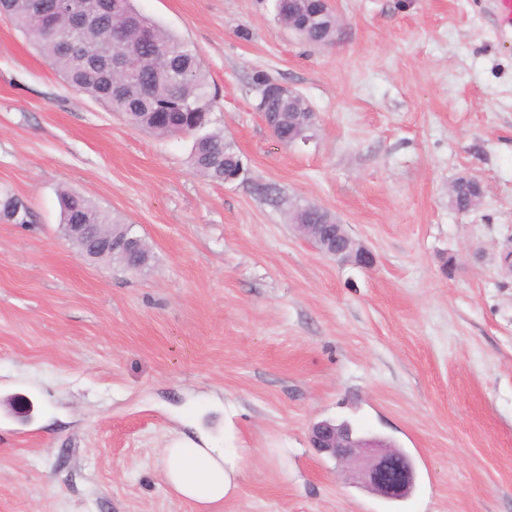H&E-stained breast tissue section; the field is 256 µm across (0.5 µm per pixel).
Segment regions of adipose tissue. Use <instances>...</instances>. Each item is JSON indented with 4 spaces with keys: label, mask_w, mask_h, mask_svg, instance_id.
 <instances>
[{
    "label": "adipose tissue",
    "mask_w": 512,
    "mask_h": 512,
    "mask_svg": "<svg viewBox=\"0 0 512 512\" xmlns=\"http://www.w3.org/2000/svg\"><path fill=\"white\" fill-rule=\"evenodd\" d=\"M168 487L178 497L194 503L197 512H214L235 494L242 467L234 449L213 445L208 439L180 436L163 454Z\"/></svg>",
    "instance_id": "adipose-tissue-1"
}]
</instances>
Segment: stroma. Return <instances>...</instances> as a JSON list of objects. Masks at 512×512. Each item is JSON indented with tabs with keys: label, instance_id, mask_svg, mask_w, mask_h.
Listing matches in <instances>:
<instances>
[{
	"label": "stroma",
	"instance_id": "obj_1",
	"mask_svg": "<svg viewBox=\"0 0 512 512\" xmlns=\"http://www.w3.org/2000/svg\"><path fill=\"white\" fill-rule=\"evenodd\" d=\"M194 45L245 164L216 183L191 144L70 87L0 17V512H195L161 453L178 434L236 449L218 512H512V34L488 0H333L308 45L275 0H134ZM262 71L316 114L284 147ZM477 177L461 214L448 188ZM74 189L132 224L137 273L59 231ZM316 204L375 256L325 257L289 222ZM390 437L418 481L393 504L350 484L309 430ZM339 30L337 18L336 28H334L328 18L321 17L311 22L303 33L298 35V38L311 44L330 43L336 40V33ZM0 215L13 224L30 223V211L26 203L8 191L0 192Z\"/></svg>",
	"mask_w": 512,
	"mask_h": 512
}]
</instances>
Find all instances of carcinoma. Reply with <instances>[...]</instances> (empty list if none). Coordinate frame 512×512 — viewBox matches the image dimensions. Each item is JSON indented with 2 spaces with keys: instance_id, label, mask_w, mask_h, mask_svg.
<instances>
[{
  "instance_id": "cac0c4a2",
  "label": "carcinoma",
  "mask_w": 512,
  "mask_h": 512,
  "mask_svg": "<svg viewBox=\"0 0 512 512\" xmlns=\"http://www.w3.org/2000/svg\"><path fill=\"white\" fill-rule=\"evenodd\" d=\"M0 12L40 47L56 72L78 91L157 136L191 138V165L211 181H234L239 153L224 138V131L212 128L218 91L210 84L200 56L187 41L141 14L133 0H112V12L82 31L71 29L61 0H0ZM70 36L93 51L125 53L124 80L138 91L119 95L86 57L51 48L52 39ZM299 38L311 44L330 43L336 40V28L321 17ZM59 197L61 223L100 224L104 233L111 230L131 236V225L80 193L63 189ZM0 216L13 224L30 223L26 203L8 191L0 192Z\"/></svg>"
}]
</instances>
